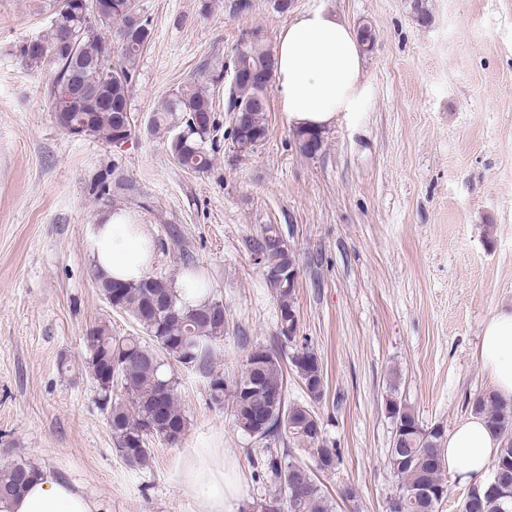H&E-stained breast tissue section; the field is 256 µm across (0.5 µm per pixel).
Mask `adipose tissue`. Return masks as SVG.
I'll list each match as a JSON object with an SVG mask.
<instances>
[{"label":"adipose tissue","mask_w":512,"mask_h":512,"mask_svg":"<svg viewBox=\"0 0 512 512\" xmlns=\"http://www.w3.org/2000/svg\"><path fill=\"white\" fill-rule=\"evenodd\" d=\"M275 85L282 116L294 130L325 131L353 112L365 91L363 55L353 28L336 13H298L278 35ZM88 249L99 274L121 282L141 279L156 261V249L131 215L115 210L91 236ZM478 359L499 398L512 403V306L497 309L484 323ZM500 446L485 420L470 415L443 442L449 473L480 479ZM181 479L197 512H232L241 497L233 462L204 445L185 460ZM102 501L44 471L19 496L0 502V512H103Z\"/></svg>","instance_id":"1"}]
</instances>
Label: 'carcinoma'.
<instances>
[{
  "label": "carcinoma",
  "instance_id": "carcinoma-1",
  "mask_svg": "<svg viewBox=\"0 0 512 512\" xmlns=\"http://www.w3.org/2000/svg\"><path fill=\"white\" fill-rule=\"evenodd\" d=\"M112 15L97 14L93 0H62L54 11L46 34L36 37L44 50L38 54L21 47V55L31 65L48 66L54 78L49 91L52 111L62 128L81 126L79 133L106 143H123L136 132L129 108L130 65L150 43L152 29L138 12L136 0H116ZM113 37H108V34ZM117 44L122 63L108 66L112 44ZM239 70L231 86L227 111L231 114L233 135L250 142L265 140L269 112L267 90L275 70V60L256 46L238 53L233 61ZM92 97L103 94L112 107L87 106L59 111V93L64 84ZM151 132L168 134L167 149L184 169L205 173L214 158L207 144L216 130L213 101L206 87L189 85L171 93L149 119ZM300 151L310 157L322 148L323 134L295 133ZM132 181L108 176L90 187L98 201L114 191H129ZM254 253L270 285L276 290L279 306L281 344L293 346L288 359L280 351L258 345L247 354L240 376L227 381L213 368L219 342L224 340V303L206 300L190 307L184 304L173 280L160 274L146 275L137 282L120 283L95 275L102 295L111 306L132 316L145 330L139 336L112 335L105 324L87 336L89 357L86 369L96 391L112 388L104 410L116 452L124 462L145 468L152 459V439L169 444L180 442L188 428L185 411L176 394V379L166 371L173 361L199 372L206 379L212 406H224L232 397L236 427L246 436L272 440L290 432V438L312 455L328 457V471L341 463L340 452L324 437L321 418L312 406L290 403L284 383L285 361L297 372L303 388L314 402L326 396L323 364L306 342L288 336V314L296 312V289L288 287V272L298 269L295 253L272 226L255 242ZM400 376L391 372L386 406L394 428L413 430L412 443L405 449L407 463L393 473L396 492L406 499V512H439L442 499L422 500L414 492L428 486L447 492L446 465L440 435L427 434V426L414 409L398 395ZM470 412L480 415L503 442L492 465L496 471L506 465L512 470V404L503 402L492 391H483L468 400ZM266 479L273 486L269 502L287 505V512H336L333 498L322 488L314 473L288 454L268 452L261 460ZM39 470L23 461L0 466V497L21 492ZM461 512H512V497L483 498Z\"/></svg>",
  "mask_w": 512,
  "mask_h": 512
}]
</instances>
